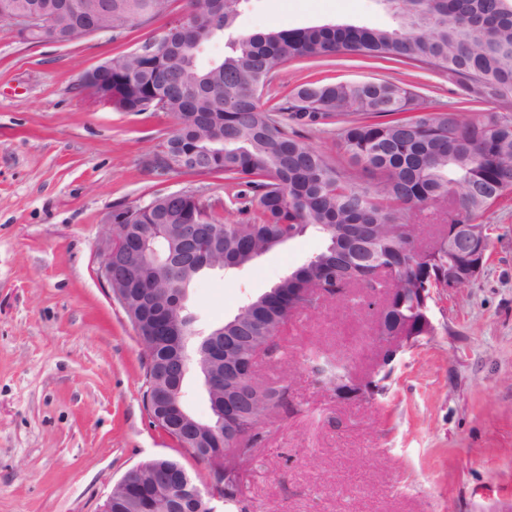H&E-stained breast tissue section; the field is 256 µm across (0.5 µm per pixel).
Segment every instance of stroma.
<instances>
[{"label": "stroma", "mask_w": 512, "mask_h": 512, "mask_svg": "<svg viewBox=\"0 0 512 512\" xmlns=\"http://www.w3.org/2000/svg\"><path fill=\"white\" fill-rule=\"evenodd\" d=\"M185 8L170 0L150 24L68 44L29 42L0 21V512H100L116 482L158 456L201 470L143 406L140 346L98 276L100 247L115 209L178 190L221 200L233 187L157 169L171 114L120 112L78 88L114 54L160 41ZM391 22L374 0H251L233 29ZM375 79L485 110L431 70L354 55L280 67L268 96ZM483 221L495 227L483 274L435 295L433 336L397 358L381 394L337 393L317 372L341 357L353 383L367 380L366 307L332 299L299 315L282 339L287 361L260 369L294 409L263 425L264 465L245 490L255 512H512V200ZM323 247L307 234L202 275L188 291L198 328L230 320Z\"/></svg>", "instance_id": "stroma-1"}]
</instances>
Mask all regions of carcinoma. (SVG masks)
<instances>
[{"label": "carcinoma", "mask_w": 512, "mask_h": 512, "mask_svg": "<svg viewBox=\"0 0 512 512\" xmlns=\"http://www.w3.org/2000/svg\"><path fill=\"white\" fill-rule=\"evenodd\" d=\"M60 0H0V21L21 11L55 17L59 41L85 37L82 29L55 16ZM170 0H112L106 27L116 33L146 25L163 15ZM250 0H205L185 22L159 42L145 41L112 57L114 108L125 112H168L176 120L157 167L196 176H224L241 186L227 196L222 211L203 206L182 191L152 197L112 212L124 223L224 225V260L252 263L268 243L314 233L325 239L319 257L284 276L257 299L281 318L272 323L256 310L236 313L252 344L270 354L288 325L297 288H319L327 264L340 269L342 295L355 300L382 296L386 321L416 329L421 324L419 289L448 287L445 247L416 246L411 214L441 200L450 205L448 223L474 224L512 195V0H374L392 20L386 29L323 24L302 29L236 34L227 52L201 66L202 42L231 27ZM339 54L419 63L448 76L466 103L488 109L477 117L441 110L409 88L388 81L306 82L274 104L263 100L272 72L304 59ZM356 112L360 119L343 120ZM336 126L343 169L306 141L307 128ZM245 216L224 219L221 212ZM396 268L388 280L385 270ZM172 311L168 289L140 314L138 339L148 341L142 402L150 385H185L180 372L198 344L160 336L156 322ZM222 327L212 337L213 366L224 368ZM338 393H348L349 372L326 370ZM211 491L224 498L226 512L238 509L241 486L207 476Z\"/></svg>", "instance_id": "obj_1"}]
</instances>
